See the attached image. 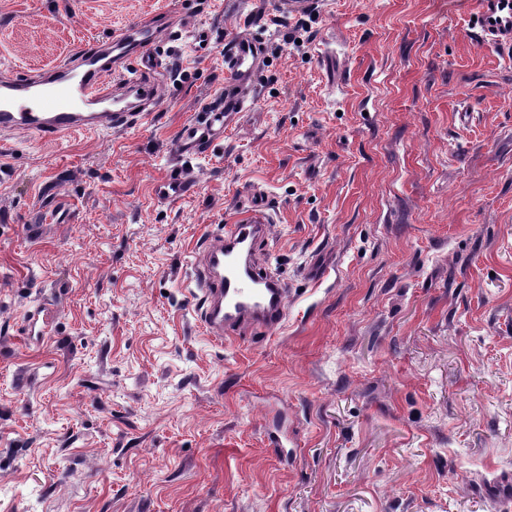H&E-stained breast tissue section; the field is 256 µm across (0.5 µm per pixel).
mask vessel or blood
Returning a JSON list of instances; mask_svg holds the SVG:
<instances>
[{"label":"vessel or blood","mask_w":512,"mask_h":512,"mask_svg":"<svg viewBox=\"0 0 512 512\" xmlns=\"http://www.w3.org/2000/svg\"><path fill=\"white\" fill-rule=\"evenodd\" d=\"M164 27L140 21L115 33L104 47L78 49L74 60L44 69L35 78L0 79V133H27L54 139L93 130L124 131L155 111L160 94L151 79L162 68L159 51ZM196 51L215 48L214 30L190 26ZM475 39L486 45L512 49V0H478ZM267 52L261 35L245 31L224 47V91L204 102L178 139L185 154L207 146L225 124L245 111L257 89L256 75ZM197 190L191 173L174 164L156 188L160 202L185 198ZM269 218L262 201L253 202L243 223L232 225L222 237H206L199 250L198 306L210 335H236L274 328L287 316L283 282L266 271L255 256Z\"/></svg>","instance_id":"1"}]
</instances>
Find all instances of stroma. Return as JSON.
I'll list each match as a JSON object with an SVG mask.
<instances>
[{
	"mask_svg": "<svg viewBox=\"0 0 512 512\" xmlns=\"http://www.w3.org/2000/svg\"><path fill=\"white\" fill-rule=\"evenodd\" d=\"M265 2L0 0V75L157 15L217 41L176 29L130 130L0 135V512H512V52L476 0ZM249 27L251 109L157 202ZM256 191L287 319L214 338L197 245ZM189 28L188 37L191 39L192 44L197 53L200 55H207L215 49L214 43V30L210 26H195L191 23L184 25ZM205 43V46H201ZM197 191V184L191 173L180 163H175L169 175L157 185L156 197L160 202H172L185 198Z\"/></svg>",
	"mask_w": 512,
	"mask_h": 512,
	"instance_id": "35a3bbf8",
	"label": "stroma"
}]
</instances>
